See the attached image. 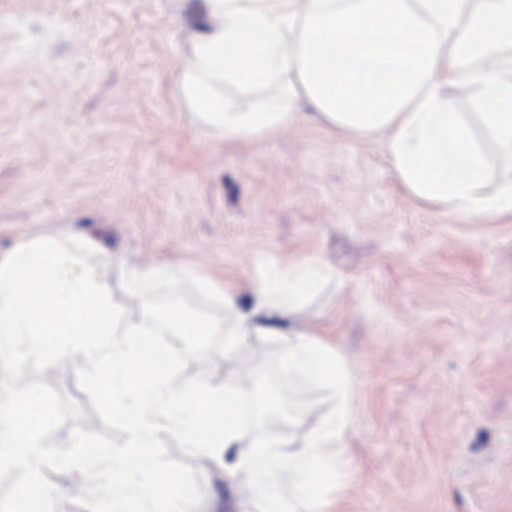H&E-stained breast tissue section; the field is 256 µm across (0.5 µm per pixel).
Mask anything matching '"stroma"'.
Masks as SVG:
<instances>
[{"mask_svg": "<svg viewBox=\"0 0 512 512\" xmlns=\"http://www.w3.org/2000/svg\"><path fill=\"white\" fill-rule=\"evenodd\" d=\"M204 0H0V253L42 236L95 242L115 302L153 259L174 272L150 295L223 320L221 292L286 268L325 271L305 311L341 350L351 381V463L319 486L343 512H512V219L422 205L398 186L379 140L342 139L313 120L235 145L208 136L180 103L175 74ZM164 375L179 388L224 365V334L177 336ZM283 413L242 394L244 458L259 435L301 438L336 407L332 390L289 368L278 337L238 356ZM75 400L50 438L106 429L68 362L35 373ZM154 462L183 512H261L224 453L161 437Z\"/></svg>", "mask_w": 512, "mask_h": 512, "instance_id": "35a3bbf8", "label": "stroma"}]
</instances>
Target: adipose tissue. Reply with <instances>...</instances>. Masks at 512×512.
Returning <instances> with one entry per match:
<instances>
[{
    "label": "adipose tissue",
    "instance_id": "1",
    "mask_svg": "<svg viewBox=\"0 0 512 512\" xmlns=\"http://www.w3.org/2000/svg\"><path fill=\"white\" fill-rule=\"evenodd\" d=\"M175 74L181 102L195 123L228 144L271 137L312 114L344 137L383 138L400 188L425 204L473 218L512 212V0H206L201 30L186 45ZM260 86L261 101L229 99L225 90ZM474 88L479 111H456L452 90ZM498 186L488 192L492 162ZM71 255L42 237L0 257V364L51 355L54 342L35 327L23 297L50 309L56 334L68 337L73 362L106 379L130 399L126 448L84 461L112 486L106 512L140 501L142 474L154 491L168 477L155 468L160 434L201 454L235 447L237 420L227 398L253 386L248 372L178 389L144 382L140 319L151 308L143 289L163 280L171 264L133 268L130 298L117 305L97 267L71 273ZM254 307L244 310L237 289L224 290L225 363L258 336L278 335L259 312L292 318L283 353L289 366L336 392V413L308 433L305 455L284 453L258 436L236 466L264 512H329L309 487L311 476L344 469L350 428L349 378L338 347L304 313V291L268 275L249 285Z\"/></svg>",
    "mask_w": 512,
    "mask_h": 512
}]
</instances>
